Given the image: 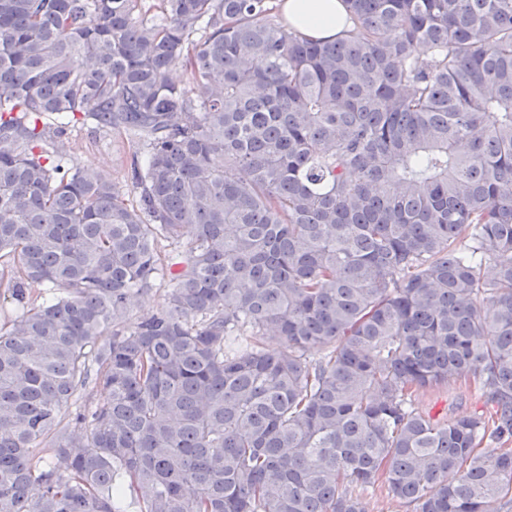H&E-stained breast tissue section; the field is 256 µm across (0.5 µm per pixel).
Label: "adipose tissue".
<instances>
[{
    "instance_id": "obj_1",
    "label": "adipose tissue",
    "mask_w": 512,
    "mask_h": 512,
    "mask_svg": "<svg viewBox=\"0 0 512 512\" xmlns=\"http://www.w3.org/2000/svg\"><path fill=\"white\" fill-rule=\"evenodd\" d=\"M280 10L290 27L314 40L346 36L354 30L343 0H281Z\"/></svg>"
}]
</instances>
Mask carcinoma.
Masks as SVG:
<instances>
[{
	"mask_svg": "<svg viewBox=\"0 0 512 512\" xmlns=\"http://www.w3.org/2000/svg\"><path fill=\"white\" fill-rule=\"evenodd\" d=\"M345 3L0 0V512L512 505V0ZM463 376L491 411L415 409ZM279 6L288 25L313 40L348 36L355 28L342 0H281ZM64 146L75 164L110 174L112 183L128 204L135 205L138 192L132 182L133 151L124 135L115 130L92 129L76 123L68 128ZM169 288L167 281H158L152 291L135 295L131 304V320L134 322L161 311L166 305Z\"/></svg>",
	"mask_w": 512,
	"mask_h": 512,
	"instance_id": "cac0c4a2",
	"label": "carcinoma"
}]
</instances>
